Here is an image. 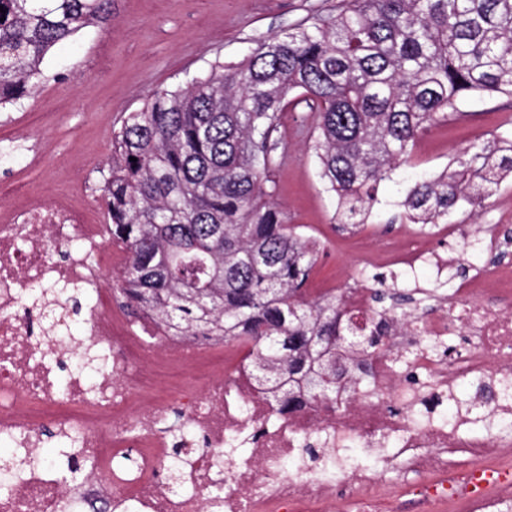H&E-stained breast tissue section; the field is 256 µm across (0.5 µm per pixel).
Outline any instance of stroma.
<instances>
[{
	"mask_svg": "<svg viewBox=\"0 0 512 512\" xmlns=\"http://www.w3.org/2000/svg\"><path fill=\"white\" fill-rule=\"evenodd\" d=\"M337 0H112L111 25L90 26L56 45L45 78L21 104L0 109V199L17 191L45 200L69 192L105 223L99 201L112 134L129 112L160 88L206 74L215 63L240 61L256 44L295 27ZM512 117V99H472L448 122L422 135L411 162L379 188L385 202L372 218L374 237L332 221L336 201L319 181L308 152L302 111H285L276 134L278 201L289 223L319 243L306 296L335 286L339 268L357 266L368 248L403 239L391 203L412 180L443 170L462 149L482 144ZM451 223L478 225L483 236L512 232V186L500 187L477 214L456 210Z\"/></svg>",
	"mask_w": 512,
	"mask_h": 512,
	"instance_id": "35a3bbf8",
	"label": "stroma"
}]
</instances>
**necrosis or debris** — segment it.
Wrapping results in <instances>:
<instances>
[{
  "label": "necrosis or debris",
  "mask_w": 512,
  "mask_h": 512,
  "mask_svg": "<svg viewBox=\"0 0 512 512\" xmlns=\"http://www.w3.org/2000/svg\"><path fill=\"white\" fill-rule=\"evenodd\" d=\"M70 245L64 261L53 246ZM122 251L89 209L60 194L39 204L23 196L0 208V443L31 450L47 424L78 438L83 461L77 481L57 477L51 464L18 466L0 481V512H336V488L374 497L390 486L387 470L422 473L411 493L429 512H456L477 501L496 512L493 492L474 497L479 474L512 485V453L501 433L466 437V421L438 417L437 395L463 379L512 375V266L492 265L457 282L448 299L397 325L373 359L366 386L347 393L342 407L311 402L281 410L250 378L252 349L237 341L221 347L202 336H182L150 316L128 322L112 312L100 282ZM386 263L419 277L446 265L427 245L383 246L365 265ZM84 288L88 332L106 364L97 387L81 372L59 378L52 362L61 345L36 337L43 311L28 296L41 284ZM459 337L449 353L425 343ZM413 356L405 369L396 357ZM178 415L193 459L179 487L165 471L174 458L166 437ZM315 444L333 463L320 470L307 452ZM467 448L479 457L457 478L442 454ZM134 467H126L127 457Z\"/></svg>",
  "instance_id": "necrosis-or-debris-1"
}]
</instances>
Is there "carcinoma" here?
<instances>
[{"mask_svg": "<svg viewBox=\"0 0 512 512\" xmlns=\"http://www.w3.org/2000/svg\"><path fill=\"white\" fill-rule=\"evenodd\" d=\"M0 6L3 108L30 94L51 48L112 17V0ZM496 96L512 98V0H339L336 13L258 42L237 63L156 90L113 132L100 188L112 241L128 254L127 305L178 333L250 341L253 377L283 409L335 399L336 363L346 359L356 362L347 381L363 384L362 360L407 320L397 312L407 296L373 275L381 307L362 326L337 324L341 294L303 300L319 248L276 201L281 112L301 103L311 112L318 176L337 199V223L355 229L421 135L462 102ZM502 171L512 172V118L410 184L397 217L446 224L464 204L483 207ZM477 394L509 397L512 380Z\"/></svg>", "mask_w": 512, "mask_h": 512, "instance_id": "carcinoma-1", "label": "carcinoma"}]
</instances>
